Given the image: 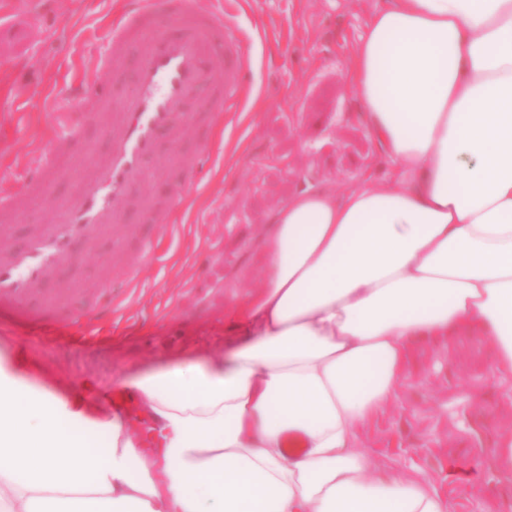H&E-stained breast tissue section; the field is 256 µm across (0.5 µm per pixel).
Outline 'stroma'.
<instances>
[{
	"mask_svg": "<svg viewBox=\"0 0 512 512\" xmlns=\"http://www.w3.org/2000/svg\"><path fill=\"white\" fill-rule=\"evenodd\" d=\"M387 0H222L249 46V93L231 123H214L209 152L185 173L180 210L154 230L155 251L137 278L118 289L111 321L73 303L62 326L0 305V361L22 345L74 382L94 377L107 401L117 373L177 361L195 345L230 339L235 303L261 281L273 214L305 188L356 183L385 162L366 134L346 77L348 54L368 14ZM125 0H0V59L17 66L0 88L15 95L28 139L0 153V173L20 187L25 163L56 137L53 114L108 52ZM397 399L357 428L356 446L373 472L427 482L453 512H481L483 501L512 512V476L502 442L512 435V402L489 379L491 346L465 331L418 338Z\"/></svg>",
	"mask_w": 512,
	"mask_h": 512,
	"instance_id": "stroma-1",
	"label": "stroma"
}]
</instances>
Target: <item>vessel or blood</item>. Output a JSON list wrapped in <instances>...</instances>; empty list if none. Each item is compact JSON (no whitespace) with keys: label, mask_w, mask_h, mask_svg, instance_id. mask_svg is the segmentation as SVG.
Instances as JSON below:
<instances>
[{"label":"vessel or blood","mask_w":512,"mask_h":512,"mask_svg":"<svg viewBox=\"0 0 512 512\" xmlns=\"http://www.w3.org/2000/svg\"><path fill=\"white\" fill-rule=\"evenodd\" d=\"M132 4L112 32L114 95L83 112L90 87L73 90L54 147L28 165L23 191L6 190L0 177V303L36 304L39 315L55 323L71 318L70 301L85 286L80 279L59 283L60 273L76 269L81 254L96 251L102 240H136L135 255L106 262L113 274L134 280L137 261L153 254L154 242L145 230L134 233L131 217L158 224L181 206V172L208 151L216 115L230 111L246 87L241 39L210 0ZM89 124L104 134L106 151L79 147ZM64 176L69 193L51 199ZM158 180L168 184L161 199L151 189ZM23 222L28 229L18 243L14 227Z\"/></svg>","instance_id":"1"}]
</instances>
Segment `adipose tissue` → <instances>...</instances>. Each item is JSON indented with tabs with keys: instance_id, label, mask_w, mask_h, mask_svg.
Returning a JSON list of instances; mask_svg holds the SVG:
<instances>
[{
	"instance_id": "obj_1",
	"label": "adipose tissue",
	"mask_w": 512,
	"mask_h": 512,
	"mask_svg": "<svg viewBox=\"0 0 512 512\" xmlns=\"http://www.w3.org/2000/svg\"><path fill=\"white\" fill-rule=\"evenodd\" d=\"M387 170L281 207L243 341L128 369L149 455L112 411L25 350L0 362V512H452L372 477L356 428L411 343L468 329L512 401V0H387L347 58Z\"/></svg>"
}]
</instances>
